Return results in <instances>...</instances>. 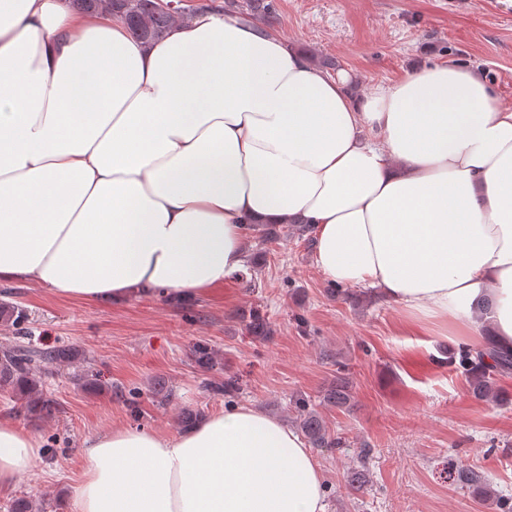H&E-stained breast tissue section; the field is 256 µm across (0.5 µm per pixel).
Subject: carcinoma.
Listing matches in <instances>:
<instances>
[{
	"label": "carcinoma",
	"instance_id": "1",
	"mask_svg": "<svg viewBox=\"0 0 512 512\" xmlns=\"http://www.w3.org/2000/svg\"><path fill=\"white\" fill-rule=\"evenodd\" d=\"M69 3L78 12H108L119 17L135 39L148 45L160 43L174 21L170 9L163 6V0H69ZM248 6L250 11L241 13L244 19L260 15L270 23L276 18L274 0H249ZM74 358V351L66 347L37 350L15 345L1 349L0 389L19 396L25 401L28 411L49 415L54 411V402L43 397L42 373L49 366H62ZM448 362L462 370L474 398L503 400L504 392L497 377L512 375V351L492 347L488 353L475 357L471 349L462 346L449 353ZM322 402L336 407L348 405V383L338 380L336 386L323 393ZM294 409L299 417V428L312 447H340V438L331 435L309 400L303 397L296 399ZM448 475L465 487L478 489L483 484L480 476L472 471L450 469Z\"/></svg>",
	"mask_w": 512,
	"mask_h": 512
}]
</instances>
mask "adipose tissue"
Instances as JSON below:
<instances>
[{
    "label": "adipose tissue",
    "instance_id": "ef3b65f1",
    "mask_svg": "<svg viewBox=\"0 0 512 512\" xmlns=\"http://www.w3.org/2000/svg\"><path fill=\"white\" fill-rule=\"evenodd\" d=\"M315 229L332 283L512 349V107L481 71L426 66L354 95L236 17L154 46L103 12L0 0V282L191 299L247 262L251 224ZM41 444L0 419V495ZM66 512H326L299 433L250 406L85 444Z\"/></svg>",
    "mask_w": 512,
    "mask_h": 512
}]
</instances>
